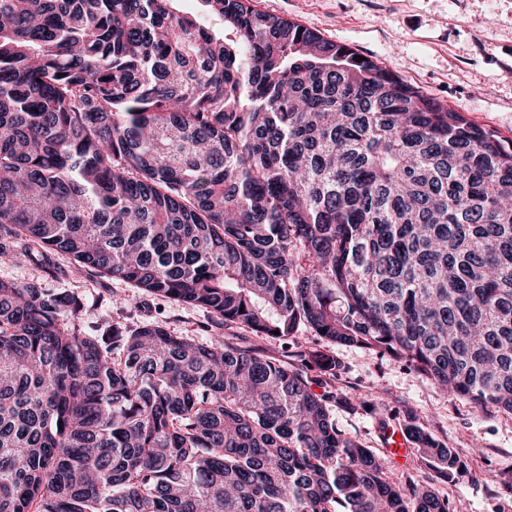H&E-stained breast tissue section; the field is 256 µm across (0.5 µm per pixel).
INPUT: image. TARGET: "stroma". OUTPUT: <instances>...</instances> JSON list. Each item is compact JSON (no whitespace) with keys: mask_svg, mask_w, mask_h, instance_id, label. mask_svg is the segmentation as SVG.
<instances>
[{"mask_svg":"<svg viewBox=\"0 0 512 512\" xmlns=\"http://www.w3.org/2000/svg\"><path fill=\"white\" fill-rule=\"evenodd\" d=\"M258 9L292 20L385 66L409 85L462 112L475 125L512 142V0H254ZM50 287L84 294L85 319L131 325L165 321L177 335L206 339L213 319L203 309L136 294L125 282L95 276L74 279L58 259ZM130 296L127 305L117 304ZM298 344L329 349L337 363L336 425L386 456L388 476L404 482L418 452L389 458L374 408L422 426L458 449L466 471L444 482L420 476L449 496L453 512H512V415L482 411L447 395L431 379L392 357L359 347H327L303 331Z\"/></svg>","mask_w":512,"mask_h":512,"instance_id":"stroma-1","label":"stroma"}]
</instances>
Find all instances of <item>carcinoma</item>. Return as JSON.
<instances>
[{"label": "carcinoma", "mask_w": 512, "mask_h": 512, "mask_svg": "<svg viewBox=\"0 0 512 512\" xmlns=\"http://www.w3.org/2000/svg\"><path fill=\"white\" fill-rule=\"evenodd\" d=\"M175 2L0 0V260L42 272L0 279V512H452L336 427L333 357L221 330L512 414V146L250 0H200L221 32ZM59 255L215 335L84 327ZM224 336H230L231 341L249 347H264L269 355L278 356L281 345L278 341L255 336L250 330L238 327L224 328Z\"/></svg>", "instance_id": "1"}]
</instances>
